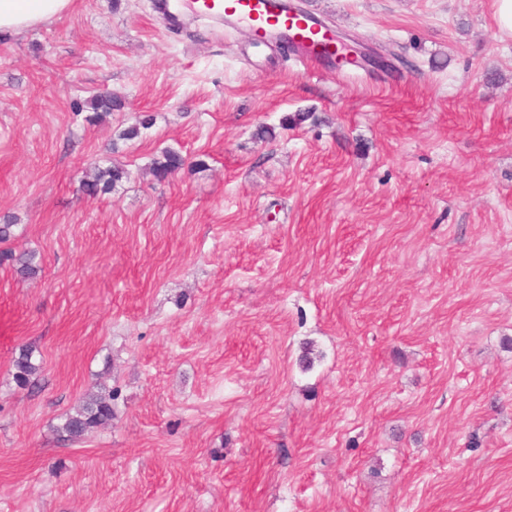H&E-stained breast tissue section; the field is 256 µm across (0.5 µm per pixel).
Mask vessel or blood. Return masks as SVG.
Instances as JSON below:
<instances>
[{
  "label": "vessel or blood",
  "mask_w": 512,
  "mask_h": 512,
  "mask_svg": "<svg viewBox=\"0 0 512 512\" xmlns=\"http://www.w3.org/2000/svg\"><path fill=\"white\" fill-rule=\"evenodd\" d=\"M187 6L210 22L244 27L253 47L287 42L311 70L348 63L332 29L294 0H188Z\"/></svg>",
  "instance_id": "b4317fda"
}]
</instances>
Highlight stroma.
<instances>
[{
    "label": "stroma",
    "mask_w": 512,
    "mask_h": 512,
    "mask_svg": "<svg viewBox=\"0 0 512 512\" xmlns=\"http://www.w3.org/2000/svg\"><path fill=\"white\" fill-rule=\"evenodd\" d=\"M300 3L378 64L151 0L0 36V221L39 263L0 265V512H512V35L494 0ZM96 164L128 175L92 198ZM15 379L19 385L27 386L40 370L39 364L32 361V352L27 349L21 350L19 356L14 360ZM112 404L102 395L89 397L74 414L66 415L59 426L60 433L72 440H79L91 429L112 421Z\"/></svg>",
    "instance_id": "obj_1"
}]
</instances>
